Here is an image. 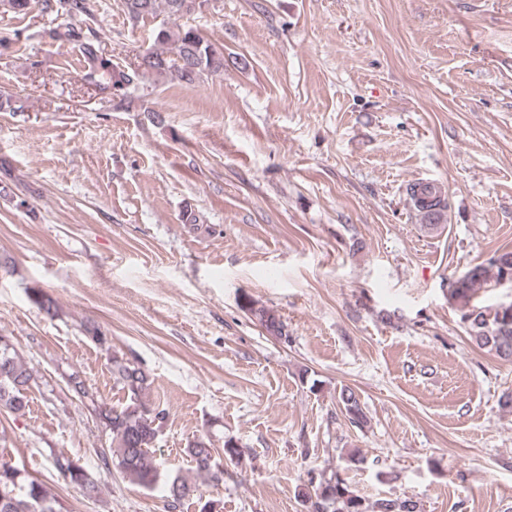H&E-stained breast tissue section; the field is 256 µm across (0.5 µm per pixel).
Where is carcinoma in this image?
I'll return each mask as SVG.
<instances>
[{"label": "carcinoma", "instance_id": "carcinoma-1", "mask_svg": "<svg viewBox=\"0 0 512 512\" xmlns=\"http://www.w3.org/2000/svg\"><path fill=\"white\" fill-rule=\"evenodd\" d=\"M206 0H123L128 18L134 22L154 19L165 13L184 17L201 9ZM41 11L58 16L89 11L87 0H0V5L18 16L30 13L33 4ZM57 41H79L84 50L82 80L102 94L119 103L132 101L145 79L171 77L193 85L203 76L224 70V53L192 27L173 29L165 24L153 30V48L141 56L135 67L122 69L112 63L100 49L101 36L96 30L84 33L70 26H57L48 31ZM414 206L431 216L445 211L447 200L442 191L431 186L410 188ZM512 279V251L495 253L487 264L469 269L450 289V298L460 304L461 320L472 341L500 357L512 358V302L487 308L473 304L480 290L491 283ZM252 316L267 332L283 337L284 325L270 310L249 308ZM112 376L126 394L127 403L121 408L98 401L97 396L77 376L69 378L68 387L75 397L89 401L92 411L112 435L114 447L102 457L103 464L117 467L133 483L151 488L158 472L152 462L151 449L167 419L166 409L154 408L142 399L151 385L150 374L141 366L112 357ZM36 384L33 372L20 361L14 345L0 336V406L13 413L27 407V391ZM345 416L357 427L367 424V416L355 391L349 387L338 395ZM186 453L195 464V471L217 488L224 483V471L208 463L214 453L210 441L203 437L193 440ZM49 462L57 473L86 494L98 493L91 473L79 466L73 468L70 458L61 451L50 450ZM193 494V489L181 477L175 476L166 484L168 508L174 509ZM307 512H418L411 498L396 497L375 501L369 505L336 470L321 476L314 494L307 495ZM0 512H64L62 504L52 497L44 484L0 460Z\"/></svg>", "mask_w": 512, "mask_h": 512}]
</instances>
